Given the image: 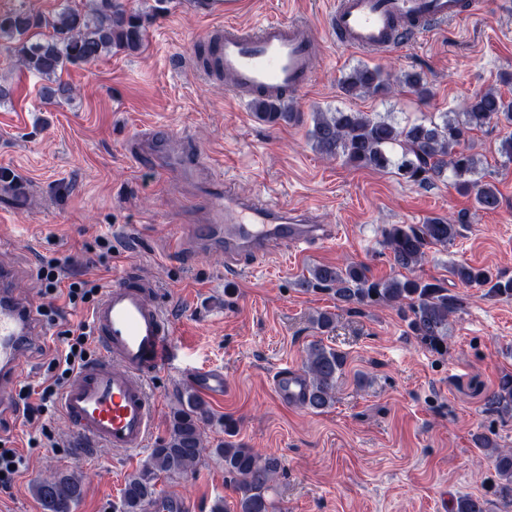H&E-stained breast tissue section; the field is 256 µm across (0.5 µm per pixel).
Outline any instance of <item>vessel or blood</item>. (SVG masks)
I'll use <instances>...</instances> for the list:
<instances>
[{
	"instance_id": "1",
	"label": "vessel or blood",
	"mask_w": 512,
	"mask_h": 512,
	"mask_svg": "<svg viewBox=\"0 0 512 512\" xmlns=\"http://www.w3.org/2000/svg\"><path fill=\"white\" fill-rule=\"evenodd\" d=\"M486 5L487 0H334L327 31L341 46L380 53L438 25L478 15ZM211 43L204 72L224 75L236 97L293 98L314 80L317 34L306 22H268L247 32L228 20ZM199 163V154L187 145L170 169L189 179ZM210 196L209 221L196 225L193 238L222 246L229 271L248 255L264 257L276 246L297 248L336 236L335 226L316 223L308 211L271 206L224 184ZM19 277L15 267L0 266V407L10 399L33 337L43 332L41 319L14 288ZM90 319L101 354L71 376L59 397L60 411L80 452L141 450L156 410L149 379L176 357L174 318L161 305L156 282L126 267L113 273ZM274 392L280 404L300 406L307 384L301 374L283 368Z\"/></svg>"
}]
</instances>
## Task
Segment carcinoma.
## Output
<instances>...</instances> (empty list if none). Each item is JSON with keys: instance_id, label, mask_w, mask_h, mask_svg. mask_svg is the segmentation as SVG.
Here are the masks:
<instances>
[{"instance_id": "1", "label": "carcinoma", "mask_w": 512, "mask_h": 512, "mask_svg": "<svg viewBox=\"0 0 512 512\" xmlns=\"http://www.w3.org/2000/svg\"><path fill=\"white\" fill-rule=\"evenodd\" d=\"M170 0H153L147 10L129 6L128 0H90L78 10L62 0L51 17L25 10L0 15V49L17 56L26 70L48 81L42 89L44 103L72 99L73 90L62 80L71 66H89L118 51L137 53L144 44L146 24L168 11ZM52 33L43 35L42 30ZM392 75L366 64L344 74L340 85L350 95H382L389 91ZM253 109L268 124L288 122L295 117L285 101L256 99ZM309 131L313 148L328 158L342 157L357 168H393L407 182L428 185L452 177L455 187L474 195L477 208L494 211L500 205L496 186L472 179L480 159L470 152L471 134L494 123L512 126V99L489 89L466 101L462 111L445 112L440 120L414 121L401 126L388 117L367 112H315ZM468 223L467 214L453 222L434 216L423 224H389L382 231V244L394 264L405 270L419 265L426 250L448 246ZM449 274L467 288H484L485 295L512 299V278H504L486 268L454 265ZM311 292L329 293L336 300L365 307H393L398 310L411 335L428 349L442 353L448 349L450 317L461 306L458 295L439 280L399 275L375 279L366 267L315 266L301 280ZM346 364L343 354L321 343L308 347L304 378L308 385L306 406L322 411L335 399L336 381ZM487 411L502 418L512 417V373L505 372L485 398ZM211 420L206 402L197 394L179 395L169 433L151 449L149 462L131 473L121 490L114 512H145L155 495L160 476H182L197 468L205 453L224 465V483L238 495L236 512H274L269 498L274 476L282 469L273 455H261L230 440L234 423L224 419L228 439L206 448L202 428ZM479 448L492 460L502 497L512 496V448H500L490 438L478 439ZM83 487L73 474L60 472L38 482L34 493L43 512H72ZM487 501L472 495L456 498L452 512H487Z\"/></svg>"}]
</instances>
